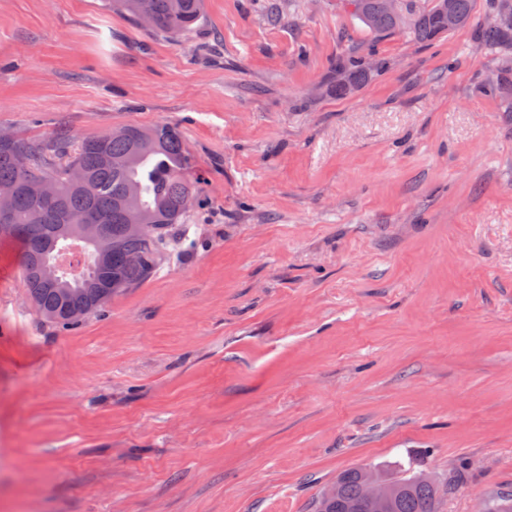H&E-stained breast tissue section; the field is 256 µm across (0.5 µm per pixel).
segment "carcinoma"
Instances as JSON below:
<instances>
[{
    "label": "carcinoma",
    "instance_id": "1",
    "mask_svg": "<svg viewBox=\"0 0 512 512\" xmlns=\"http://www.w3.org/2000/svg\"><path fill=\"white\" fill-rule=\"evenodd\" d=\"M403 0L406 20L398 23L382 0H345L350 15L376 40L397 31L408 40L430 44L471 25L476 0ZM105 6L135 23L149 18V30L170 38L190 33L203 17L202 0H104ZM494 26L483 24L482 43L512 46V0H492ZM372 76L362 58L348 55L336 63L333 91L347 97ZM98 135H63L49 144L12 136L0 143V199L10 213L0 217V239L20 244L23 286L42 320L74 327L86 319L84 309L101 313L112 298L150 280L164 265L177 236L185 232L183 203L199 200L203 177L190 175L193 158L176 124L151 127L128 124ZM25 154L31 168L21 171L16 156ZM81 169L72 181L70 170ZM55 181L56 195L45 200L37 180ZM140 223L151 224L149 238L126 232L129 207ZM368 474L387 479L378 466L352 468L336 480L331 512H358ZM440 488L419 478L403 485L393 512H435Z\"/></svg>",
    "mask_w": 512,
    "mask_h": 512
}]
</instances>
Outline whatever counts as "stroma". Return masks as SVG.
I'll use <instances>...</instances> for the list:
<instances>
[{"label": "stroma", "mask_w": 512, "mask_h": 512, "mask_svg": "<svg viewBox=\"0 0 512 512\" xmlns=\"http://www.w3.org/2000/svg\"><path fill=\"white\" fill-rule=\"evenodd\" d=\"M175 40L0 0V132L176 123L204 185L148 282L53 327L0 241V512H316L412 462L512 494V112L475 28L373 41L341 0H204ZM385 66L329 91L346 48Z\"/></svg>", "instance_id": "1"}]
</instances>
